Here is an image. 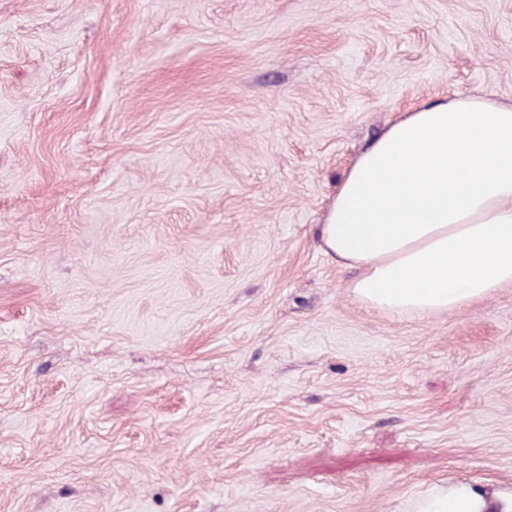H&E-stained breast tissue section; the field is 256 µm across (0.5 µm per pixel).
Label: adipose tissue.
Listing matches in <instances>:
<instances>
[{"instance_id":"1","label":"adipose tissue","mask_w":512,"mask_h":512,"mask_svg":"<svg viewBox=\"0 0 512 512\" xmlns=\"http://www.w3.org/2000/svg\"><path fill=\"white\" fill-rule=\"evenodd\" d=\"M316 236L388 313L455 311L512 284V103L403 113L349 168ZM398 512H512V492L434 484Z\"/></svg>"}]
</instances>
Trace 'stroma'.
I'll use <instances>...</instances> for the list:
<instances>
[{
    "label": "stroma",
    "instance_id": "obj_1",
    "mask_svg": "<svg viewBox=\"0 0 512 512\" xmlns=\"http://www.w3.org/2000/svg\"><path fill=\"white\" fill-rule=\"evenodd\" d=\"M462 94L512 103V0H0V512L512 488V284L386 314L313 234Z\"/></svg>",
    "mask_w": 512,
    "mask_h": 512
}]
</instances>
